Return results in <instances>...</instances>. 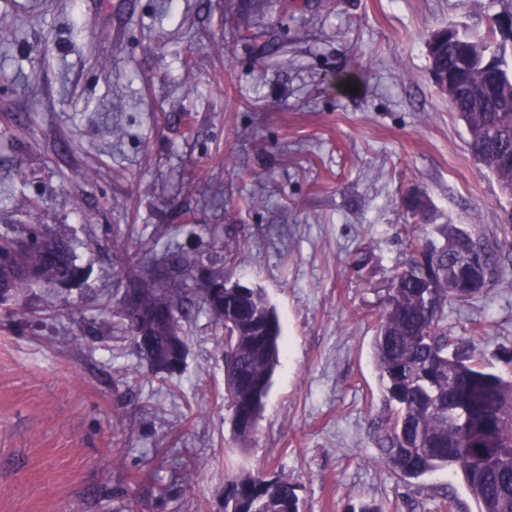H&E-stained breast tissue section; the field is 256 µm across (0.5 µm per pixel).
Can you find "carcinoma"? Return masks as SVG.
I'll use <instances>...</instances> for the list:
<instances>
[{
	"label": "carcinoma",
	"mask_w": 512,
	"mask_h": 512,
	"mask_svg": "<svg viewBox=\"0 0 512 512\" xmlns=\"http://www.w3.org/2000/svg\"><path fill=\"white\" fill-rule=\"evenodd\" d=\"M448 65L465 53L461 91L451 104L464 121L467 148L500 188L512 185V42L494 25L474 30L453 23ZM442 241L419 248L435 266L424 276L413 259L394 276L376 324L373 362L381 410L372 439L375 462L403 478L441 469L461 473L478 512H512V377L483 364L474 342L448 335L445 307L466 303L492 287L499 258L464 227L445 224ZM126 287L119 315L137 338L136 315L154 311L153 346L137 345L155 373L175 372L186 357L182 323L199 310L224 327L225 391L233 425L245 442L265 407L279 362L281 326L275 308L257 288H227L208 296L171 252L140 247L127 254ZM83 269L67 243L36 230L19 239L0 236V306H18L23 289L78 281ZM224 512H299L295 485L281 476L245 473L229 481Z\"/></svg>",
	"instance_id": "cac0c4a2"
}]
</instances>
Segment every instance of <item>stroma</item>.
I'll return each mask as SVG.
<instances>
[{"label": "stroma", "instance_id": "stroma-1", "mask_svg": "<svg viewBox=\"0 0 512 512\" xmlns=\"http://www.w3.org/2000/svg\"><path fill=\"white\" fill-rule=\"evenodd\" d=\"M489 0H0V233L65 239L86 275L0 307V512H224L239 471L287 477L300 512H476L460 475L375 463L372 311L461 224L508 260L450 335L512 358V224L435 86L426 42ZM254 32L251 40L242 31ZM354 91H347V83ZM421 204L426 222L411 206ZM195 278L262 289L282 325L240 443L224 331L183 325L152 373L113 306L140 245ZM233 254H226L225 245ZM69 313L49 306L58 293Z\"/></svg>", "mask_w": 512, "mask_h": 512}]
</instances>
